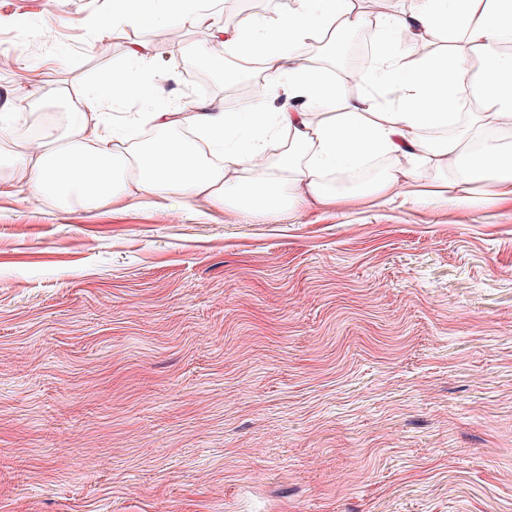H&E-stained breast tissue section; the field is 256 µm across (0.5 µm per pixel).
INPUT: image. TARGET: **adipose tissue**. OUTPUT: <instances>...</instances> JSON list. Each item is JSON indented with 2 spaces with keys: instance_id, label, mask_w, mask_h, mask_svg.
<instances>
[{
  "instance_id": "obj_1",
  "label": "adipose tissue",
  "mask_w": 512,
  "mask_h": 512,
  "mask_svg": "<svg viewBox=\"0 0 512 512\" xmlns=\"http://www.w3.org/2000/svg\"><path fill=\"white\" fill-rule=\"evenodd\" d=\"M221 0H173L177 24L204 34L196 48L210 55L256 58L266 79L242 111L198 101L194 111L153 107L140 123L160 138L137 139L140 123L104 134L105 111L126 92L152 103L154 63L132 44L130 65L111 82L82 94L66 129L47 126L33 152L19 154L36 201L62 209L93 208L127 197H205L239 212L265 216L299 204H325L334 195L328 174L380 156L398 159L374 197L423 194L469 200L475 185L512 199V0H411L392 22L380 24L364 84L391 92L347 96L344 81L313 65L303 51L327 37L368 23L359 0H286L268 16L216 20ZM444 48H437V41ZM286 86L304 110L273 107L270 90ZM288 145L266 159L279 135Z\"/></svg>"
}]
</instances>
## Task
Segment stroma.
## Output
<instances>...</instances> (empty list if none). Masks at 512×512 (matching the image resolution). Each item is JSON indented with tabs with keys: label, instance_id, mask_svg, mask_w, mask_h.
Returning a JSON list of instances; mask_svg holds the SVG:
<instances>
[{
	"label": "stroma",
	"instance_id": "stroma-1",
	"mask_svg": "<svg viewBox=\"0 0 512 512\" xmlns=\"http://www.w3.org/2000/svg\"><path fill=\"white\" fill-rule=\"evenodd\" d=\"M112 11L0 0L13 111L67 126L134 41L167 99L266 78ZM0 512H512V201L63 211L0 167Z\"/></svg>",
	"mask_w": 512,
	"mask_h": 512
}]
</instances>
